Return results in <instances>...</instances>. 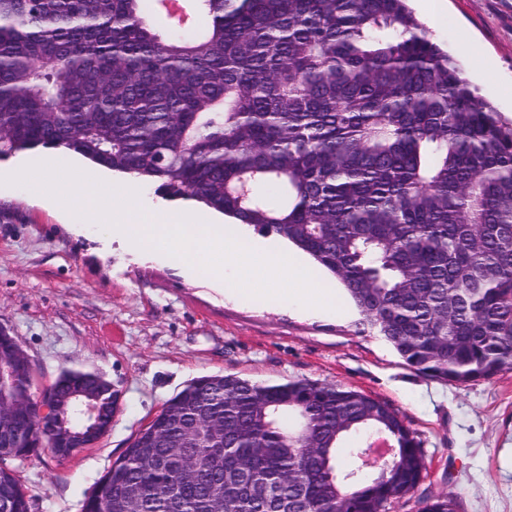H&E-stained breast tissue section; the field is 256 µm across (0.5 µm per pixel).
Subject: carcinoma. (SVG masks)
Returning <instances> with one entry per match:
<instances>
[{
  "label": "carcinoma",
  "instance_id": "1",
  "mask_svg": "<svg viewBox=\"0 0 512 512\" xmlns=\"http://www.w3.org/2000/svg\"><path fill=\"white\" fill-rule=\"evenodd\" d=\"M0 0V157L62 148L275 234L345 287L358 332L457 385L512 368V124L407 0ZM187 30L182 37L175 30ZM0 425L1 465L44 419ZM71 370L42 393L63 394ZM354 465L341 467L347 444ZM426 474L388 402L306 378H195L134 436L84 512H391ZM422 512H456L424 495Z\"/></svg>",
  "mask_w": 512,
  "mask_h": 512
}]
</instances>
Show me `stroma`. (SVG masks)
<instances>
[{
    "instance_id": "stroma-1",
    "label": "stroma",
    "mask_w": 512,
    "mask_h": 512,
    "mask_svg": "<svg viewBox=\"0 0 512 512\" xmlns=\"http://www.w3.org/2000/svg\"><path fill=\"white\" fill-rule=\"evenodd\" d=\"M431 38L503 119L512 120V0H410ZM0 327L31 359L38 384L67 368L103 374L123 394L110 434L59 463L48 449L9 461L30 512H82L130 440L192 379L307 378L389 402L421 442L427 477L394 512L425 494L454 495L457 512H512V370L466 386L405 367L319 264L316 282L342 308L315 314L282 299L215 287L207 271L137 250L99 224H70L63 205L0 185Z\"/></svg>"
}]
</instances>
